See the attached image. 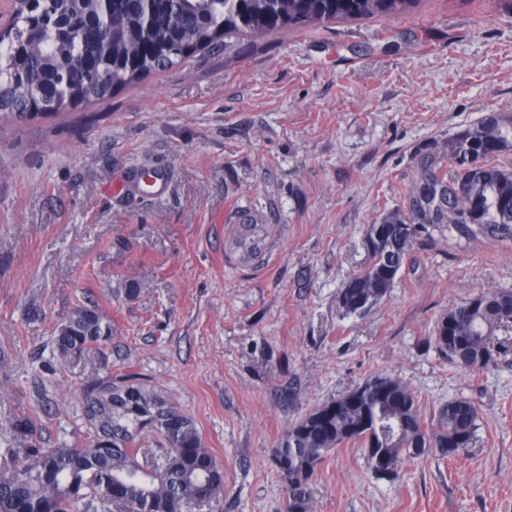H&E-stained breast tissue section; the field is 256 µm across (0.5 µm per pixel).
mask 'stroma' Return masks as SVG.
<instances>
[{
	"instance_id": "stroma-1",
	"label": "stroma",
	"mask_w": 512,
	"mask_h": 512,
	"mask_svg": "<svg viewBox=\"0 0 512 512\" xmlns=\"http://www.w3.org/2000/svg\"><path fill=\"white\" fill-rule=\"evenodd\" d=\"M492 112L512 113V0L244 35L232 58L219 45L76 111L0 119V465L24 444L21 415L42 447L76 442L82 388L134 372L196 420L224 467L223 512H283L271 448L385 374L427 417L474 403L471 447L390 481L340 446L312 512H512V335L477 372L428 343L448 308L512 290V241L414 248L381 303L348 315L339 301L366 263L365 226L405 208L418 147ZM157 170L159 197L145 184ZM254 217L263 250L245 263L236 241ZM82 304L112 343L60 363L56 329Z\"/></svg>"
}]
</instances>
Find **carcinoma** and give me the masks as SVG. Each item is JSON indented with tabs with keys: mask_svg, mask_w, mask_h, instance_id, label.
I'll return each mask as SVG.
<instances>
[{
	"mask_svg": "<svg viewBox=\"0 0 512 512\" xmlns=\"http://www.w3.org/2000/svg\"><path fill=\"white\" fill-rule=\"evenodd\" d=\"M13 38L0 42V108L67 112L166 70L203 47L239 33L262 37L325 21L365 20L411 12L418 0H13ZM48 23L37 41L24 42L37 14ZM512 152V114L492 113L478 125L417 150L406 209L380 219L386 234L364 239L367 263L340 292L348 315H359L389 294L414 247L435 235L512 241V167L494 160ZM512 332V291L489 290L443 313L430 337L448 363L485 370ZM112 328L95 307L78 306L57 327L54 351L62 361L107 345ZM360 405L336 411V400L316 406L291 425L271 449L285 493L284 512H310V483L339 445L355 443L373 472L394 478L403 462L430 449L455 456L448 444L471 445L476 406L455 399L431 422L414 392L375 374L362 382ZM87 436L81 444L24 448L0 466V512H186L224 500V468L205 446L195 419L151 382L119 373L81 392ZM379 455L382 466L373 463Z\"/></svg>",
	"mask_w": 512,
	"mask_h": 512,
	"instance_id": "1",
	"label": "carcinoma"
}]
</instances>
